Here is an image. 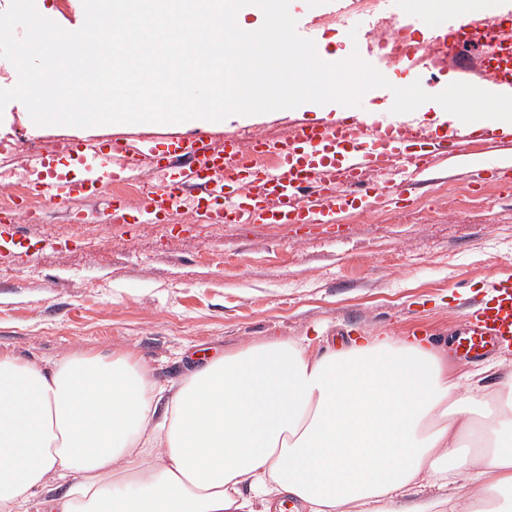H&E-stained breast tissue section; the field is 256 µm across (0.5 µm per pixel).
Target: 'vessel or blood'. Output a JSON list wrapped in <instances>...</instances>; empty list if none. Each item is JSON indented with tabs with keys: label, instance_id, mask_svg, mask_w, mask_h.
<instances>
[{
	"label": "vessel or blood",
	"instance_id": "obj_1",
	"mask_svg": "<svg viewBox=\"0 0 512 512\" xmlns=\"http://www.w3.org/2000/svg\"><path fill=\"white\" fill-rule=\"evenodd\" d=\"M456 60L466 65L465 50L473 40L491 45L481 67L488 83L512 91V25L485 14L466 16L450 29ZM490 121L456 122L437 143L444 156L457 146L493 135ZM421 133L384 128L338 110L328 122L296 125L283 140H255L254 154H273L263 167L245 156L236 137L214 146L208 133L173 140L160 154H144L116 142L105 146L91 138L71 141L66 155L47 148L34 164L42 175L33 185L36 198L63 204L76 197L106 195L112 181L149 157L159 177L137 204L109 197L108 207L121 223L158 224L170 221L185 200L203 224L336 225L353 211L372 213L381 192L364 176L379 157L405 162L426 171L431 153L419 148ZM493 295L454 340L457 352L480 359L512 341V280L489 283Z\"/></svg>",
	"mask_w": 512,
	"mask_h": 512
}]
</instances>
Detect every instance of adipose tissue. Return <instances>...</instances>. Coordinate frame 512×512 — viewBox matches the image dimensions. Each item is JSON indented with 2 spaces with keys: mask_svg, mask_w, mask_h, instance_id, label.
<instances>
[{
  "mask_svg": "<svg viewBox=\"0 0 512 512\" xmlns=\"http://www.w3.org/2000/svg\"><path fill=\"white\" fill-rule=\"evenodd\" d=\"M313 343L248 344L169 386L128 353L0 355V512H512L511 381L478 394L416 337ZM428 478L439 496L409 501Z\"/></svg>",
  "mask_w": 512,
  "mask_h": 512,
  "instance_id": "ef3b65f1",
  "label": "adipose tissue"
}]
</instances>
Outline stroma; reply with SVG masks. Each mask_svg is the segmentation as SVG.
<instances>
[{
	"instance_id": "obj_1",
	"label": "stroma",
	"mask_w": 512,
	"mask_h": 512,
	"mask_svg": "<svg viewBox=\"0 0 512 512\" xmlns=\"http://www.w3.org/2000/svg\"><path fill=\"white\" fill-rule=\"evenodd\" d=\"M352 0H291L297 25H310L317 49L337 60L368 58L365 34L398 20L424 41L451 23L483 12L512 18V0H387L380 15L343 21ZM388 87L368 91L360 110L389 122L392 87L420 82L439 93L474 74L446 64L404 58L376 61ZM335 103H305L256 115H233L201 126L178 123L101 125L92 136L166 150L171 138L208 131L215 145L241 136L243 151L258 137L288 136L295 123L332 117ZM71 126H39L21 102L0 112V138L23 144L84 137ZM387 200L373 215L351 214L336 230L305 224H201L182 209L169 224H110L99 201L42 204L41 218L21 220L14 246L0 259V354L44 362L70 356L131 353L157 380H180V350L228 353L250 343L295 342L305 336L411 334L447 346L467 305L483 301L485 278L512 276V179L432 161L428 180L407 184L397 168L372 171ZM404 183L403 200L392 199ZM456 374L477 375L494 394L512 379V352L484 363L456 360Z\"/></svg>"
}]
</instances>
